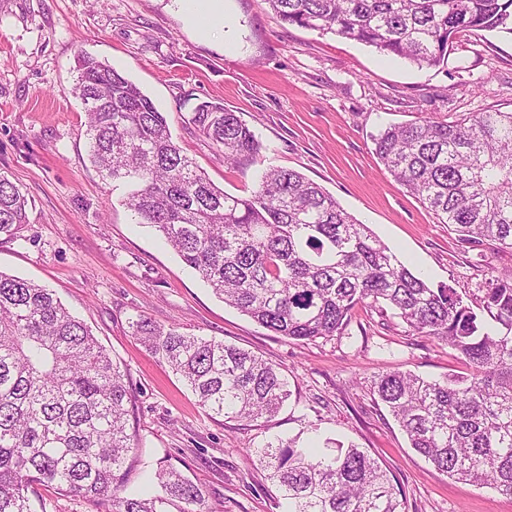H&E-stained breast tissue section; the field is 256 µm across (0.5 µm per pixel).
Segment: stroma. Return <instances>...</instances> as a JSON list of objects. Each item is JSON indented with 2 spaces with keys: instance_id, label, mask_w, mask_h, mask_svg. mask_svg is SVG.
Instances as JSON below:
<instances>
[{
  "instance_id": "obj_1",
  "label": "stroma",
  "mask_w": 512,
  "mask_h": 512,
  "mask_svg": "<svg viewBox=\"0 0 512 512\" xmlns=\"http://www.w3.org/2000/svg\"><path fill=\"white\" fill-rule=\"evenodd\" d=\"M87 52L135 82L169 120L176 143L228 193L246 196L266 169L299 171L434 286L478 297L512 249L462 243L397 183L374 153L388 125L512 111V35L463 33L447 64L417 67L375 48L282 25L264 0H224L222 27L188 24L180 0H6L0 7V171L33 200L20 236L0 240V271L35 281L91 328L128 375L138 451L124 480L167 461L206 493L204 512H282L254 450L315 424L319 441L354 443L389 471L406 512H512V498L454 481L410 448L372 390L390 369L427 379L464 372L454 351L399 319L356 309L344 335H276L224 304L135 223L127 189L88 161L84 105L70 92ZM223 104L254 130L256 159L226 167L189 119ZM161 325L252 351L278 365L291 396L260 426L212 419L178 375L131 335Z\"/></svg>"
}]
</instances>
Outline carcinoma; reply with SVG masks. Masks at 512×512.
Returning a JSON list of instances; mask_svg holds the SVG:
<instances>
[{"mask_svg": "<svg viewBox=\"0 0 512 512\" xmlns=\"http://www.w3.org/2000/svg\"><path fill=\"white\" fill-rule=\"evenodd\" d=\"M287 25L332 32L419 67L448 60L464 32L512 34V0H266ZM71 93L86 105L90 160L130 187L139 224L160 233L225 304L294 340L341 336L361 306L456 351L469 372L427 380L377 375L373 393L410 447L459 482L512 497V273H490L478 316L454 289L431 287L370 228L302 173L267 170L237 196L215 186L175 143L167 117L133 81L86 53ZM190 123L235 165L259 155L255 132L221 103ZM400 185L471 247L512 249V112L389 126L373 138ZM31 205L0 173V237H17ZM212 418L270 421L290 396L278 367L222 340L138 315L129 321ZM127 374L52 290L0 271V512H34V486L106 512H202L204 491L171 465L128 489L123 466ZM287 512H405L400 491L365 449L317 451L297 439L256 449Z\"/></svg>", "mask_w": 512, "mask_h": 512, "instance_id": "1", "label": "carcinoma"}]
</instances>
